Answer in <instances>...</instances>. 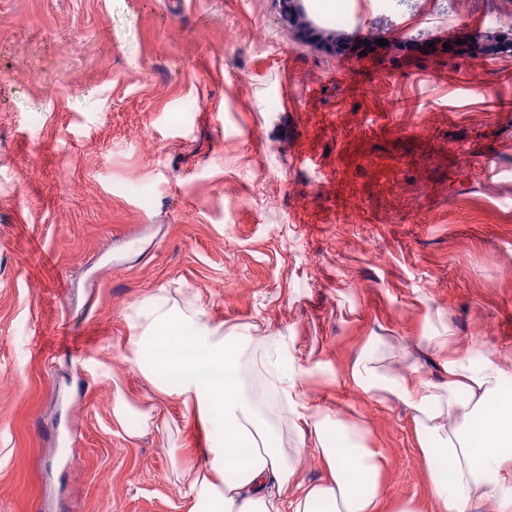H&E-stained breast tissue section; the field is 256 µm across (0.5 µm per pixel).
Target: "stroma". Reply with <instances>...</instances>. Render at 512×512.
Returning a JSON list of instances; mask_svg holds the SVG:
<instances>
[{
	"mask_svg": "<svg viewBox=\"0 0 512 512\" xmlns=\"http://www.w3.org/2000/svg\"><path fill=\"white\" fill-rule=\"evenodd\" d=\"M302 3L0 0V512H188L221 441L129 359L159 296L290 338L395 501L426 463L345 382L367 337L434 382L426 336L512 360V58L474 51L512 0Z\"/></svg>",
	"mask_w": 512,
	"mask_h": 512,
	"instance_id": "35a3bbf8",
	"label": "stroma"
}]
</instances>
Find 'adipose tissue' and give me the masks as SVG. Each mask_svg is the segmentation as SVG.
<instances>
[{
	"mask_svg": "<svg viewBox=\"0 0 512 512\" xmlns=\"http://www.w3.org/2000/svg\"><path fill=\"white\" fill-rule=\"evenodd\" d=\"M130 339L133 356L150 351L144 374L150 384L174 376L183 394L224 423L223 453L210 471L184 474L190 512H421L416 500L390 501L383 484L387 458L374 448L370 427L345 411L312 405L299 388L304 368L284 337L254 349L261 326L227 333L204 310L186 314L157 298L144 309ZM430 345L444 354V378L390 367L369 337L346 379L370 397L398 401L411 412L420 454L429 460L428 496L434 512H512V370L472 361L448 350V339ZM293 419L299 447L280 446L279 428L265 417L262 400ZM335 441L324 440L326 422ZM313 442L324 471L303 480V442Z\"/></svg>",
	"mask_w": 512,
	"mask_h": 512,
	"instance_id": "1",
	"label": "adipose tissue"
}]
</instances>
